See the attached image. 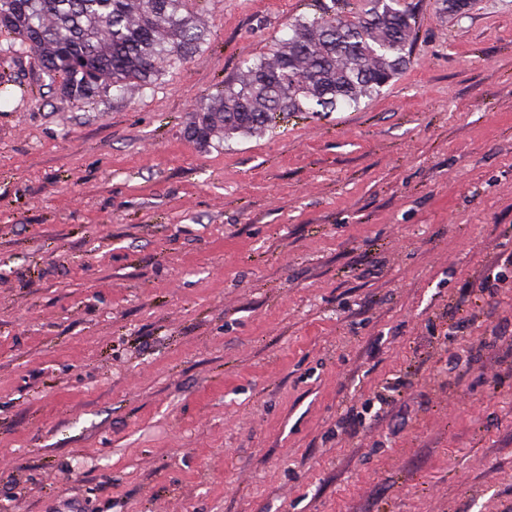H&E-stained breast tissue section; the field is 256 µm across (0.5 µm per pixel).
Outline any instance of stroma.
I'll return each mask as SVG.
<instances>
[{"label": "stroma", "mask_w": 512, "mask_h": 512, "mask_svg": "<svg viewBox=\"0 0 512 512\" xmlns=\"http://www.w3.org/2000/svg\"><path fill=\"white\" fill-rule=\"evenodd\" d=\"M319 3L191 0L183 67L88 99L0 61V512H512V0L188 138Z\"/></svg>", "instance_id": "stroma-1"}]
</instances>
